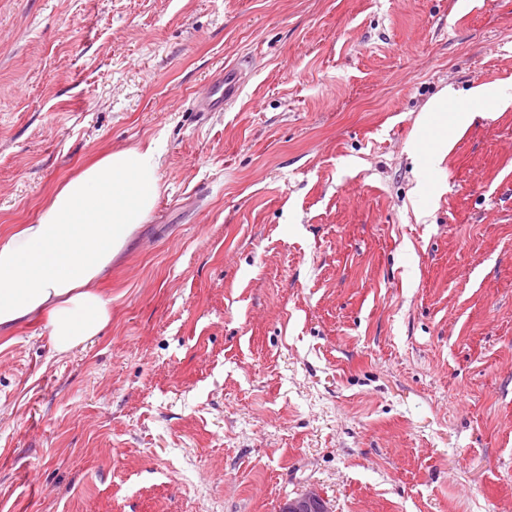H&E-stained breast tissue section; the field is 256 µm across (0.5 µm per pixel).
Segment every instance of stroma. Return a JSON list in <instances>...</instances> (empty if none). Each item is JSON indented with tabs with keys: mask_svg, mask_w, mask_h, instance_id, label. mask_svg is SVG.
I'll use <instances>...</instances> for the list:
<instances>
[{
	"mask_svg": "<svg viewBox=\"0 0 512 512\" xmlns=\"http://www.w3.org/2000/svg\"><path fill=\"white\" fill-rule=\"evenodd\" d=\"M508 79L512 0H0V237L162 184L99 336L0 330V512H512V105L421 163ZM242 84L234 68L226 69L224 77L210 86L207 95L199 101V108L204 112H221L236 101ZM449 110H454L457 113L464 114L466 110V104L460 101L455 95L444 93L442 96L434 100L427 108L426 112H433V120L435 126L439 130L438 136L434 139V142L438 145L439 149L435 152L426 154V160L429 163H435L440 159L441 153L444 150V146L451 144L454 136V125L448 123L446 115ZM279 512H331L326 500L317 491L310 490L281 504Z\"/></svg>",
	"mask_w": 512,
	"mask_h": 512,
	"instance_id": "obj_1",
	"label": "stroma"
}]
</instances>
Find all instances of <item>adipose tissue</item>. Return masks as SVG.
<instances>
[{
  "instance_id": "ef3b65f1",
  "label": "adipose tissue",
  "mask_w": 512,
  "mask_h": 512,
  "mask_svg": "<svg viewBox=\"0 0 512 512\" xmlns=\"http://www.w3.org/2000/svg\"><path fill=\"white\" fill-rule=\"evenodd\" d=\"M153 144L110 152L61 184L34 223L0 239V329L45 317L65 355L112 320L95 287L146 223L160 196Z\"/></svg>"
}]
</instances>
